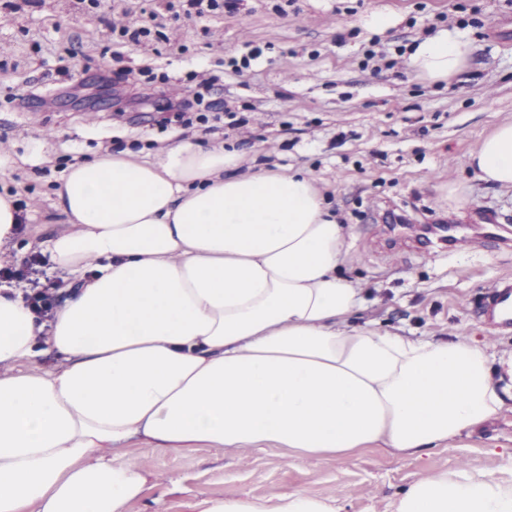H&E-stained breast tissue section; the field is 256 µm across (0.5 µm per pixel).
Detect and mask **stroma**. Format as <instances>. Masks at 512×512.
Listing matches in <instances>:
<instances>
[{"mask_svg": "<svg viewBox=\"0 0 512 512\" xmlns=\"http://www.w3.org/2000/svg\"><path fill=\"white\" fill-rule=\"evenodd\" d=\"M378 10L396 22L364 26ZM158 14L137 46L112 27ZM449 29L472 45L454 87L416 79L412 46ZM259 49L248 69L230 58ZM200 99L217 131L184 128L173 102ZM512 121V0H234L199 19L182 0H0V193L28 215L13 265L61 230L60 177L104 152L145 156L190 139L225 146L242 169L308 171L348 227L343 273L364 290L354 323L403 336L468 339L491 362L512 356V329L482 320L483 292L512 276V188L478 179L469 154ZM463 186L455 209L448 189ZM475 235L500 227L502 242L441 250L426 226ZM506 410L448 448L399 457L372 446L354 458L297 461L274 452L239 458L202 446L179 454L145 446L130 455L147 477L131 512H194L198 496L255 498L304 492L336 512H391L397 496L433 472L512 474V376L498 375Z\"/></svg>", "mask_w": 512, "mask_h": 512, "instance_id": "1", "label": "stroma"}]
</instances>
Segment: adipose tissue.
<instances>
[{"label":"adipose tissue","instance_id":"adipose-tissue-1","mask_svg":"<svg viewBox=\"0 0 512 512\" xmlns=\"http://www.w3.org/2000/svg\"><path fill=\"white\" fill-rule=\"evenodd\" d=\"M471 53L442 30L408 67L449 84ZM512 188V122L469 157ZM239 157L185 141L154 156L106 152L70 165L68 226L39 242L80 283L37 323L0 289V512H127L145 492L137 445L233 455L269 445L344 461L378 445L451 446L505 407L476 342L352 325L360 288L340 272L345 225L302 171L239 172ZM53 354L50 369L34 358ZM197 512H336L303 492L211 498ZM393 512H512V478L442 471Z\"/></svg>","mask_w":512,"mask_h":512}]
</instances>
